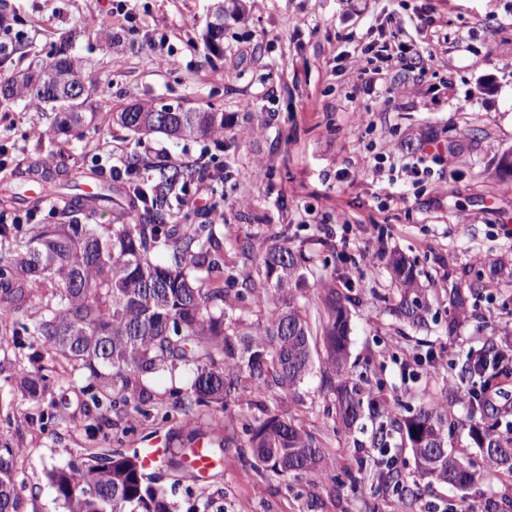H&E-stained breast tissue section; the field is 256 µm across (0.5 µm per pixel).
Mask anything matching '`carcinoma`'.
I'll return each mask as SVG.
<instances>
[{"label":"carcinoma","instance_id":"cac0c4a2","mask_svg":"<svg viewBox=\"0 0 512 512\" xmlns=\"http://www.w3.org/2000/svg\"><path fill=\"white\" fill-rule=\"evenodd\" d=\"M224 18L208 25L205 43L221 50ZM83 85L75 59L60 47L48 65L0 84V103L25 97L50 106L54 133L69 137L92 122L85 109L91 88L80 97L68 89ZM112 119L134 135L161 134L189 140L224 132V113L162 106L160 112H116ZM154 184L141 194L123 178V187L105 180L87 197L78 192V173L66 165L40 179L60 190L53 210L57 224H15L40 210L29 198L21 211L15 195L0 193V372L28 402L45 400L48 373L69 386L86 381L124 403L143 404L142 377L182 368L188 387L171 408L187 428L202 422L200 408L246 401L261 415L242 426L258 466L276 475L326 474L333 465L325 434L295 416H285L264 399L294 397L297 387L319 367L322 387L334 397L336 417L348 431L368 413L375 428L371 448L412 450L421 480L466 492L478 483L481 467L512 481V438L498 430V416L474 395L469 433L482 464L464 461L453 448L459 426L448 399H437L409 416L392 417L386 401L349 376L351 297L321 285L317 301L309 288L307 257L282 239L258 263L254 242L236 239V254H224L220 225L187 222L183 204L171 194L210 175L205 167L157 164ZM115 212V223L100 224V212ZM397 284L392 313L420 325L428 302L416 266L403 256L392 260ZM468 299L449 295L448 333L465 320ZM251 309L256 320L236 312ZM48 351L41 373L26 370L11 356L21 337ZM19 451L0 442V512H18L24 483ZM381 482L402 487L391 462L381 465ZM56 499L66 512H175L163 488L142 469L137 454L118 452L70 460L46 470Z\"/></svg>","mask_w":512,"mask_h":512}]
</instances>
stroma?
Returning a JSON list of instances; mask_svg holds the SVG:
<instances>
[{"mask_svg": "<svg viewBox=\"0 0 512 512\" xmlns=\"http://www.w3.org/2000/svg\"><path fill=\"white\" fill-rule=\"evenodd\" d=\"M217 0H128L136 29L103 32L100 20L113 0H6L19 37L0 81L50 62L64 35L78 60L96 121L82 138L61 140L50 131L51 111L25 99L0 108V146L12 169L38 160L90 167L91 142L127 146L144 154L165 145L170 158L185 156L224 171L215 196L224 213V251L248 235L263 253L281 232L309 257L322 280L349 288L353 299L350 356L354 377L378 369L397 413L448 393L454 414L467 423L472 379L461 368L469 349L500 342L512 332V0H364L353 14L350 0H238L224 16L219 55L204 44ZM433 6L448 37L446 50L422 74L400 73L408 93L369 94L353 81V61H368L372 43L399 36L425 50L429 27L421 15ZM172 52L175 65L160 56ZM134 102L220 112L224 132L195 140L162 135L143 139L112 121ZM368 111L361 121L360 111ZM423 154L428 169L420 183L401 171L407 157ZM264 177H256L255 165ZM355 245L342 249V238ZM383 238L387 254L415 261L428 290L426 327L392 316L395 286L386 261L364 252ZM468 290L467 321L448 331L451 289ZM432 353L439 368L404 367L406 351ZM151 396L141 411L124 405L87 416L92 402L81 386L53 387L39 404L25 402L0 377V440L19 448L26 481L20 512H61L44 469L79 454L144 451L158 441L169 450L186 444L188 432L171 407L184 389L181 371L144 375ZM298 399L279 404L314 429L332 427L331 398L312 373ZM247 404L204 409L206 442L218 447L222 464L198 481L165 463L153 474L178 512H371L391 498L373 476L370 453L355 441L370 433L330 437L334 477L279 476L255 467L242 433L257 416ZM512 499V482L485 469L461 494L452 486H422L420 496L395 512H420L424 501L456 507Z\"/></svg>", "mask_w": 512, "mask_h": 512, "instance_id": "35a3bbf8", "label": "stroma"}]
</instances>
